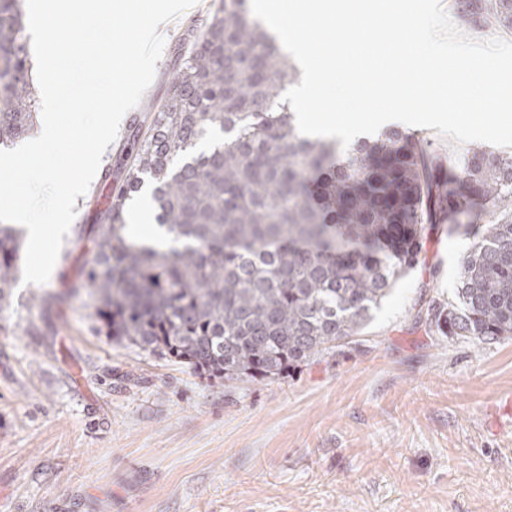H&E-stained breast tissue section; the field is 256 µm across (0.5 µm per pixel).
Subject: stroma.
Segmentation results:
<instances>
[{"instance_id": "obj_1", "label": "stroma", "mask_w": 512, "mask_h": 512, "mask_svg": "<svg viewBox=\"0 0 512 512\" xmlns=\"http://www.w3.org/2000/svg\"><path fill=\"white\" fill-rule=\"evenodd\" d=\"M196 4L163 30L144 102ZM102 181L43 285L0 312V512H512V339L428 332L473 237L441 224L417 265L342 350L275 378L207 380L116 343L64 299L94 243Z\"/></svg>"}]
</instances>
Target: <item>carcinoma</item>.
Returning a JSON list of instances; mask_svg holds the SVG:
<instances>
[{
	"label": "carcinoma",
	"instance_id": "carcinoma-1",
	"mask_svg": "<svg viewBox=\"0 0 512 512\" xmlns=\"http://www.w3.org/2000/svg\"><path fill=\"white\" fill-rule=\"evenodd\" d=\"M456 9L512 29V0ZM171 63L148 127L131 119L114 168L123 184L92 215L97 246L69 292L99 332L200 376L276 377L361 335L427 231L481 213L455 298L424 322L481 344L512 338V153L476 144L445 163L397 128L342 152L301 135L281 101L298 68L245 0H209ZM35 108L23 3L0 0V145L32 131ZM149 186L167 250L126 232L127 206ZM21 248V230L0 224V309Z\"/></svg>",
	"mask_w": 512,
	"mask_h": 512
}]
</instances>
